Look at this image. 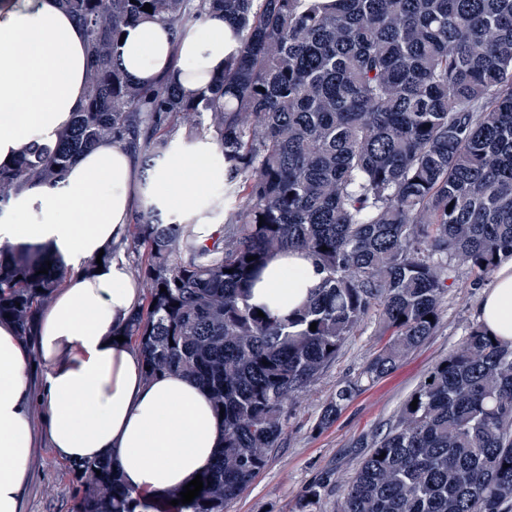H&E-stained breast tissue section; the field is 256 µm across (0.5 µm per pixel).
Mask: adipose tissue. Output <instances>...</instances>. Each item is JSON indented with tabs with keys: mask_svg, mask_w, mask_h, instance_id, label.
Returning a JSON list of instances; mask_svg holds the SVG:
<instances>
[{
	"mask_svg": "<svg viewBox=\"0 0 512 512\" xmlns=\"http://www.w3.org/2000/svg\"><path fill=\"white\" fill-rule=\"evenodd\" d=\"M120 67L143 87L166 79L199 92L224 70L239 42L221 15L172 29L145 19L125 28ZM89 66L82 25L59 0H8L0 8V165L31 145L53 144L85 104ZM213 145L172 148L151 170L123 144L82 153L53 186L31 182L0 209V246L48 251L67 271L39 313L33 345L0 321V512H24L40 406L54 452L69 462L108 457L139 501L165 498L212 462L224 426L207 392L176 373L147 379L139 349L118 336L142 292L113 247L136 204L155 206L207 232L203 190L223 179ZM101 257L102 271L87 262ZM323 273L305 251L273 257L250 302L284 315L318 288ZM488 334L512 346V260L494 274L477 308ZM38 364L39 384L29 367Z\"/></svg>",
	"mask_w": 512,
	"mask_h": 512,
	"instance_id": "adipose-tissue-1",
	"label": "adipose tissue"
}]
</instances>
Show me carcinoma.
<instances>
[{
  "label": "carcinoma",
  "instance_id": "1",
  "mask_svg": "<svg viewBox=\"0 0 512 512\" xmlns=\"http://www.w3.org/2000/svg\"><path fill=\"white\" fill-rule=\"evenodd\" d=\"M60 2L86 32V102L55 144L0 168V204L28 182L56 185L101 141L124 143L146 169L179 136L214 145L231 201L224 224L202 242L153 206L134 215L148 297L124 335L146 377L184 373L209 390L215 413L225 409L203 490L173 507L224 512L277 447L288 400L370 312L388 335L362 372L373 382L439 326L448 258L481 276L512 258V0ZM212 12L240 48L207 90L142 89L115 63L125 27L152 18L178 28ZM290 248L325 277L309 302L277 316L250 304V291ZM65 277L50 255L0 247V321L32 336ZM361 390L359 379L338 385L317 425ZM369 448L339 512H512V347L472 324ZM70 472L74 512L149 509L108 459ZM327 484L306 487L296 512H315Z\"/></svg>",
  "mask_w": 512,
  "mask_h": 512
}]
</instances>
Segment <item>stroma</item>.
Segmentation results:
<instances>
[{
    "instance_id": "obj_1",
    "label": "stroma",
    "mask_w": 512,
    "mask_h": 512,
    "mask_svg": "<svg viewBox=\"0 0 512 512\" xmlns=\"http://www.w3.org/2000/svg\"><path fill=\"white\" fill-rule=\"evenodd\" d=\"M448 295L435 333L385 377L364 385L336 421L320 429L322 406L344 381L357 378L381 345L377 316H369L344 343L336 359L287 404L285 433L265 467L226 512H295L297 498L323 478L331 483L316 512H337L341 490L366 453L364 444L393 423L426 374L462 342L477 320L490 284L458 260L449 262ZM69 464L38 443L31 461L25 512H72L77 482Z\"/></svg>"
}]
</instances>
